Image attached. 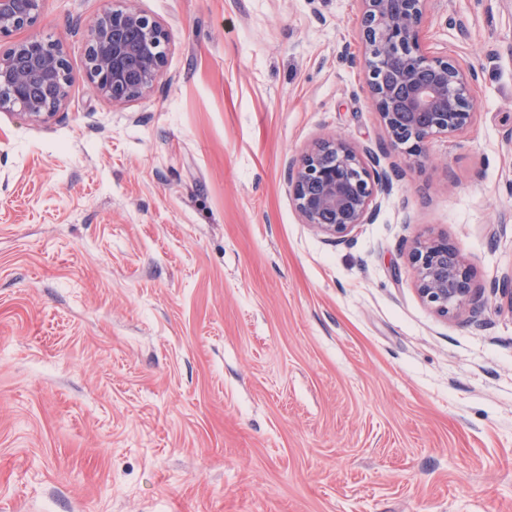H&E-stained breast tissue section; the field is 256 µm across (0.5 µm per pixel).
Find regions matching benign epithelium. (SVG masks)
Listing matches in <instances>:
<instances>
[{
  "mask_svg": "<svg viewBox=\"0 0 512 512\" xmlns=\"http://www.w3.org/2000/svg\"><path fill=\"white\" fill-rule=\"evenodd\" d=\"M363 63L369 95L387 135V145L412 166L422 165L435 137H452L474 121V68L423 48L420 30L430 0H359ZM42 0H0V38L34 25ZM169 33L157 20L133 9L106 10L88 30L85 69L98 93L121 105L153 91L164 74ZM62 45L37 38L0 51V112H20L47 123L62 108L68 85ZM393 172L376 152L344 139L327 138L288 165V187L301 223L336 242L360 224L376 220L390 194ZM409 259L415 287L439 316L484 308L473 270L446 238L418 240Z\"/></svg>",
  "mask_w": 512,
  "mask_h": 512,
  "instance_id": "benign-epithelium-1",
  "label": "benign epithelium"
}]
</instances>
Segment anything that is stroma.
<instances>
[{
  "instance_id": "stroma-1",
  "label": "stroma",
  "mask_w": 512,
  "mask_h": 512,
  "mask_svg": "<svg viewBox=\"0 0 512 512\" xmlns=\"http://www.w3.org/2000/svg\"><path fill=\"white\" fill-rule=\"evenodd\" d=\"M162 22L153 92L85 72L106 9ZM358 0H43L48 123L0 112V512H512V0H432L423 42L480 73L422 166L386 148ZM341 136L396 171L336 243L288 164ZM444 237L481 324L418 296Z\"/></svg>"
}]
</instances>
